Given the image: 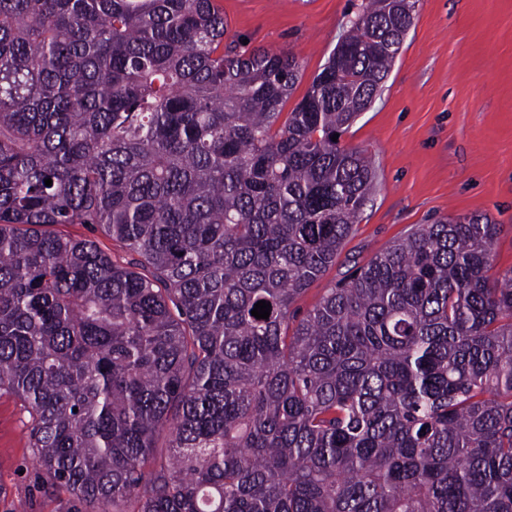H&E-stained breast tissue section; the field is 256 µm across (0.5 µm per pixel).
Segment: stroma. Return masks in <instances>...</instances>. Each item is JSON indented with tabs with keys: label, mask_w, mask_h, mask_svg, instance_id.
Masks as SVG:
<instances>
[{
	"label": "stroma",
	"mask_w": 512,
	"mask_h": 512,
	"mask_svg": "<svg viewBox=\"0 0 512 512\" xmlns=\"http://www.w3.org/2000/svg\"><path fill=\"white\" fill-rule=\"evenodd\" d=\"M362 0H220L230 34L295 55L292 111ZM341 146L366 150L375 188L336 264L297 300L326 288L418 224L485 214L499 224L495 271L512 269V0H418L414 24L383 87ZM29 419L0 397V512H66L29 446Z\"/></svg>",
	"instance_id": "1"
}]
</instances>
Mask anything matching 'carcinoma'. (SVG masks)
Instances as JSON below:
<instances>
[{"label":"carcinoma","instance_id":"carcinoma-1","mask_svg":"<svg viewBox=\"0 0 512 512\" xmlns=\"http://www.w3.org/2000/svg\"><path fill=\"white\" fill-rule=\"evenodd\" d=\"M416 2L363 0L285 114L298 60L224 42L218 0H0V395L67 512H512L499 225L419 224L294 307ZM56 231L72 237H94L99 246L112 255V259L123 264L124 259L129 257L128 253L112 239L105 237L100 232H94L90 225L85 224H62L55 228Z\"/></svg>","mask_w":512,"mask_h":512}]
</instances>
